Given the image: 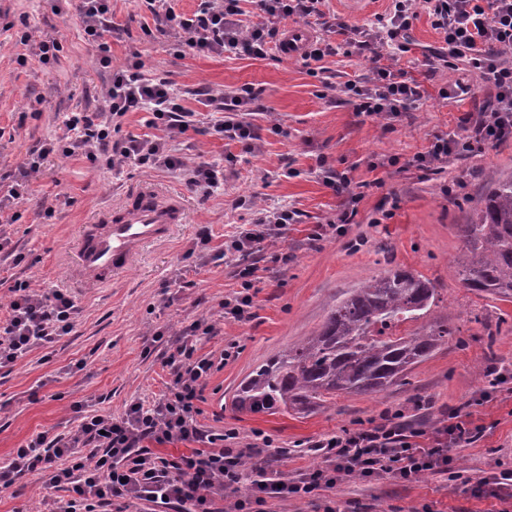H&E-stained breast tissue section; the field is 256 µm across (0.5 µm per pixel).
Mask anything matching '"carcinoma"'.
I'll list each match as a JSON object with an SVG mask.
<instances>
[{
    "label": "carcinoma",
    "instance_id": "obj_1",
    "mask_svg": "<svg viewBox=\"0 0 512 512\" xmlns=\"http://www.w3.org/2000/svg\"><path fill=\"white\" fill-rule=\"evenodd\" d=\"M458 231L465 286L511 302L512 174L498 179ZM437 301L434 283L404 268L366 280L312 335L253 370L237 387L235 409L305 417L342 394L387 389L448 343L452 331L432 316Z\"/></svg>",
    "mask_w": 512,
    "mask_h": 512
}]
</instances>
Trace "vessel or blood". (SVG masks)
I'll list each match as a JSON object with an SVG mask.
<instances>
[{"mask_svg":"<svg viewBox=\"0 0 512 512\" xmlns=\"http://www.w3.org/2000/svg\"><path fill=\"white\" fill-rule=\"evenodd\" d=\"M185 221L180 197L163 198L154 189H140L80 225L74 273L89 283L111 284L145 246L166 242L175 226Z\"/></svg>","mask_w":512,"mask_h":512,"instance_id":"vessel-or-blood-1","label":"vessel or blood"}]
</instances>
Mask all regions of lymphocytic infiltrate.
<instances>
[{"mask_svg": "<svg viewBox=\"0 0 512 512\" xmlns=\"http://www.w3.org/2000/svg\"><path fill=\"white\" fill-rule=\"evenodd\" d=\"M158 29L179 44L197 52L231 53L253 59L266 58L277 44L278 24L290 17L322 20L326 38L309 41L302 58L310 75L326 74L325 57L335 55L329 33L344 35L355 54L369 58L373 67L362 82L347 81L344 95L357 112L395 118L421 97L415 82L398 80L380 66L384 48L406 50L405 37L419 10H426L443 45L434 50L439 60L468 59L493 81L497 94L490 111L480 113L462 140L438 138L419 166L447 162L449 155H463L476 145L512 138V0H392V10L380 26L359 29L325 20V0H252L255 21L243 22L242 0H200L192 14L175 12L168 0H145ZM257 96L245 86L222 96H207L214 117L208 131L218 138L241 143L245 153L257 148L258 136L246 115L255 111ZM106 112H74L66 119L68 136L50 140L34 149L18 169L20 178L37 172L52 155L84 156L91 163L120 169L132 163L141 168L182 172L187 184L203 195L224 186V168L201 161L185 166L176 141L194 128L196 119L182 96L159 78L145 76L141 60L114 70L105 95ZM145 111L154 137L122 131L127 113ZM295 211L285 208L259 210L253 228L230 237L227 249L246 254L269 237L294 223ZM13 298L9 317L0 323V369L36 348H49L74 328L79 312L75 299L61 288L37 292L26 281L10 287ZM210 325L197 320L184 327L168 349L172 380L166 392L149 403L132 404L121 418L96 414L83 417L77 428L55 436L42 432L17 448L11 462L0 467V491L16 477H39L44 487L63 488L69 499L58 512H110L113 498L146 501L158 507L177 505L180 512H215L214 498L230 495L228 512H261L266 499H304L320 488L334 487L342 478L371 480L392 476L412 482L428 472L449 468L448 447L466 443L470 431L464 422L437 430L429 447L413 442L401 412L387 413L380 425L361 431H342L320 441L327 465L295 481L280 480L277 472L251 464L256 445L233 444L237 434L228 429L216 434L196 420L197 404L215 370L216 360L196 354L200 336ZM187 442L190 453L168 457L154 452V445Z\"/></svg>", "mask_w": 512, "mask_h": 512, "instance_id": "f902f5d3", "label": "lymphocytic infiltrate"}]
</instances>
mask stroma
<instances>
[{
    "label": "stroma",
    "mask_w": 512,
    "mask_h": 512,
    "mask_svg": "<svg viewBox=\"0 0 512 512\" xmlns=\"http://www.w3.org/2000/svg\"><path fill=\"white\" fill-rule=\"evenodd\" d=\"M80 0H0V230L21 262L0 254V298L14 280L31 287L69 289L79 307L73 331L54 347L37 349L11 369L0 370V466L41 432L64 434L86 414L121 416L132 403L159 397L171 379L163 352L183 327L204 319L213 326L198 355L219 358L228 344L237 354L208 380L198 423L221 433L236 430L240 446L268 436L264 452L272 470L293 480L325 467L318 441L380 424L385 411H402L414 427L433 432L457 410L471 429V442L449 447L453 472L424 475L413 483L390 477L353 478L323 489L309 500L271 499L267 512H323L335 500L343 512H512V497L474 498L480 478L512 473V303L477 296L466 288L457 263L464 243L457 232L499 177L512 173V138L453 156L442 171L418 168L416 157L435 138L459 139L472 116L492 102L494 87L463 60L453 66L430 58L442 47L427 13L411 27L408 52L396 56L398 79L417 81L423 93L412 111L392 122L357 114L340 84L363 79L370 63L347 54L342 38L324 61L335 89L310 76L302 58L271 52L266 59L199 54L178 49L170 36L154 31L143 0H111L104 40L112 64L103 67L84 37ZM390 0H327V17L360 28L376 25ZM50 37L62 50L52 65L40 63L21 32ZM139 54L147 76L167 79L189 110L204 112L195 91L232 92L244 86L260 93L261 110L249 114L260 140L254 153L218 139L205 124L188 131L178 145L187 161L224 166V188L204 199L176 173L146 171L129 164L114 171L83 156H49L24 186L22 202L7 194L19 163L48 140L64 136L72 112L105 110L112 71ZM464 88L439 97L445 78ZM346 173L361 193L358 213L344 234L329 226L341 199L324 182V168ZM456 192H446L448 182ZM152 182L180 195L189 221L165 243L148 246L128 273L104 287L74 286L70 244L80 224L97 209L121 203L128 190ZM252 198L255 208L238 206ZM287 207L299 214L281 235L249 256L227 251L225 241L248 229L256 209ZM390 218H382V211ZM211 234L209 260L195 267L187 252L201 228ZM289 254L288 263L272 262ZM254 266V304L246 321L225 319L222 303L240 289L236 271ZM403 267L434 282L440 301L435 316L452 334L426 361L383 392L341 395L307 417L240 413L232 399L240 382L269 358L291 348L323 323L329 310L366 279ZM163 341H154L155 333ZM496 364L507 383L490 386L476 371ZM26 476L0 492V512H52L65 498Z\"/></svg>",
    "instance_id": "obj_1"
}]
</instances>
